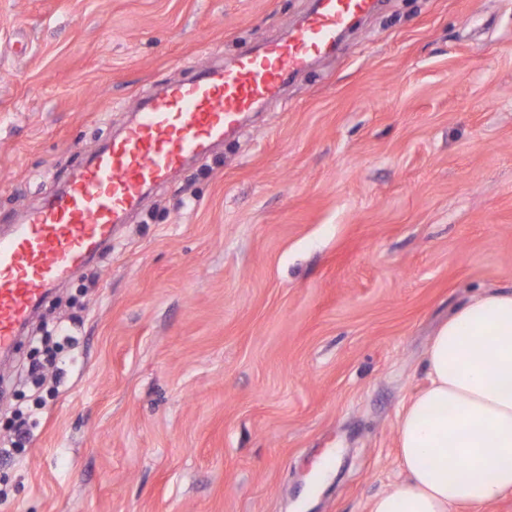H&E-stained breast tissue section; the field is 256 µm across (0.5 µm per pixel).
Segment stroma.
I'll use <instances>...</instances> for the list:
<instances>
[{"mask_svg": "<svg viewBox=\"0 0 512 512\" xmlns=\"http://www.w3.org/2000/svg\"><path fill=\"white\" fill-rule=\"evenodd\" d=\"M311 3L0 0V231ZM480 288L512 289V0H380L37 309L0 364V512H367ZM46 323L78 341L43 401Z\"/></svg>", "mask_w": 512, "mask_h": 512, "instance_id": "stroma-1", "label": "stroma"}]
</instances>
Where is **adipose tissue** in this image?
Here are the masks:
<instances>
[{
    "label": "adipose tissue",
    "mask_w": 512,
    "mask_h": 512,
    "mask_svg": "<svg viewBox=\"0 0 512 512\" xmlns=\"http://www.w3.org/2000/svg\"><path fill=\"white\" fill-rule=\"evenodd\" d=\"M424 365L430 384L397 423L404 479L368 512H479L512 493V290H483L458 307Z\"/></svg>",
    "instance_id": "obj_1"
}]
</instances>
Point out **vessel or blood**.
Listing matches in <instances>:
<instances>
[{
    "label": "vessel or blood",
    "instance_id": "obj_1",
    "mask_svg": "<svg viewBox=\"0 0 512 512\" xmlns=\"http://www.w3.org/2000/svg\"><path fill=\"white\" fill-rule=\"evenodd\" d=\"M378 5L316 0L288 37L170 85L62 193L0 235V354L9 352L56 284L111 245L115 225L137 208L146 189L238 130L247 113L279 99L294 75L334 51L340 31Z\"/></svg>",
    "mask_w": 512,
    "mask_h": 512
}]
</instances>
